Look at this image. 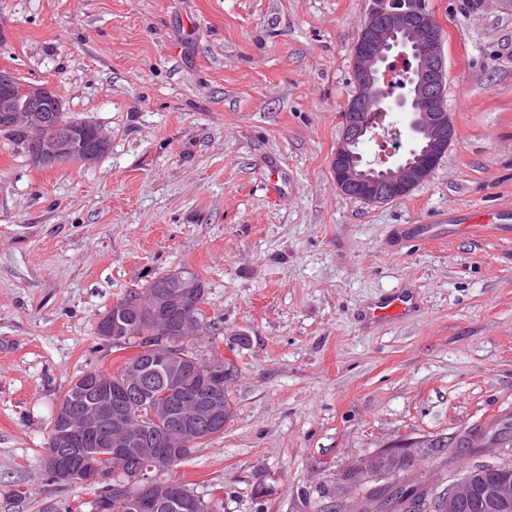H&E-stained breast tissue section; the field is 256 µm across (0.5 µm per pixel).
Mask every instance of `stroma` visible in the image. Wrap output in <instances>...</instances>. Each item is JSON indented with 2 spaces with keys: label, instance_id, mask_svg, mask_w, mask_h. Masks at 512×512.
Instances as JSON below:
<instances>
[{
  "label": "stroma",
  "instance_id": "1",
  "mask_svg": "<svg viewBox=\"0 0 512 512\" xmlns=\"http://www.w3.org/2000/svg\"><path fill=\"white\" fill-rule=\"evenodd\" d=\"M428 4L454 140L372 205L332 169L368 0H0V69L112 139L46 170L0 132V512H92L45 472L50 424L137 353L101 316L171 270L207 286L191 348L232 358L234 415L156 477L212 512H325L360 497L359 457L512 420V4ZM399 290L411 314L368 318ZM510 460L512 439L419 465L441 489Z\"/></svg>",
  "mask_w": 512,
  "mask_h": 512
}]
</instances>
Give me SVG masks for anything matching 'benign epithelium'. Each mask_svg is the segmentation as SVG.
I'll use <instances>...</instances> for the list:
<instances>
[{
    "label": "benign epithelium",
    "instance_id": "7a95c632",
    "mask_svg": "<svg viewBox=\"0 0 512 512\" xmlns=\"http://www.w3.org/2000/svg\"><path fill=\"white\" fill-rule=\"evenodd\" d=\"M442 32L426 6V0H369L366 19L353 49V75L358 86L357 96L345 108L349 112L344 131L337 143L332 166L339 190L370 204H382L408 194L429 177L431 169L424 167L417 176V166L404 157L389 161L384 155L373 161L364 160L357 147L379 136L392 106L408 112L407 130L415 144L433 157H442L453 137L446 136L450 120L446 93L445 59L439 49ZM401 71L408 84V94L395 99L393 74ZM66 112L62 99L47 85L25 83L10 71L0 70V129L23 127L30 131L25 149L33 165L53 169L64 164L90 163V158L109 150L110 137L95 122L71 119L54 138H45L38 130L48 120ZM158 308L184 313L182 328L193 329L189 312V290L159 293ZM199 370L202 379L211 386L202 390L199 404L184 411L176 409L179 399L181 371ZM167 373L169 401L156 409L168 416L173 428L170 443L188 454L187 445L199 440L202 434L220 425V405L224 400L221 381L224 365L220 361H201L172 351L165 360L144 368L133 362L130 377L123 391L127 398L143 400L152 395L157 373ZM74 404L58 405L55 409L51 446L46 451L44 467L62 483L79 482L98 485L116 476L113 494L124 500L130 512H199L201 505L193 497L178 491L161 495L149 473L160 466L161 458L144 456L128 465L127 449L139 441L155 444L167 434H157L145 427L129 428L130 418L112 408V387L79 386L73 394ZM422 448H404L392 457L387 469L380 468L378 453L357 461V469L366 475L390 476L403 462ZM140 487L134 496L131 486ZM486 507L493 512H512V476L505 471L490 479L483 470H472L460 482L448 488L440 502V512H464L467 508Z\"/></svg>",
    "mask_w": 512,
    "mask_h": 512
}]
</instances>
